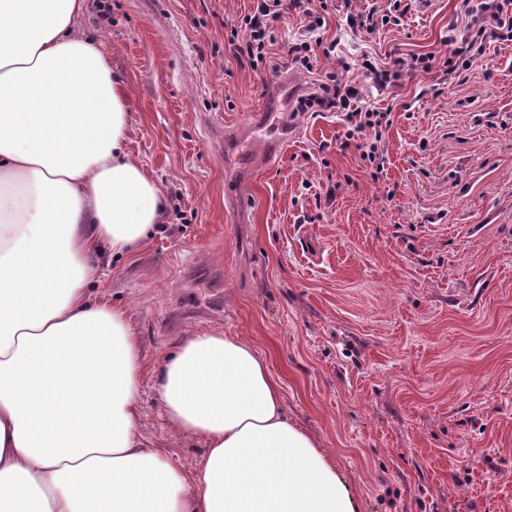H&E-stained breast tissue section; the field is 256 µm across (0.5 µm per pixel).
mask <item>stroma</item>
<instances>
[{"instance_id": "obj_1", "label": "stroma", "mask_w": 512, "mask_h": 512, "mask_svg": "<svg viewBox=\"0 0 512 512\" xmlns=\"http://www.w3.org/2000/svg\"><path fill=\"white\" fill-rule=\"evenodd\" d=\"M254 0H88L78 22L128 87V143L168 217L111 257L94 294L128 311L142 346V435L192 472L200 452L156 402L155 370L178 339L251 341L289 420L331 456L359 512H512V41L488 43L463 82L416 73L388 88L363 60L448 57L461 0H402L400 25L350 28L387 0H330L315 33L330 54L291 65L288 14L255 69L237 30ZM336 73L357 107L390 111L386 162L371 176L333 112L299 97ZM296 128L248 199L224 127L265 105Z\"/></svg>"}]
</instances>
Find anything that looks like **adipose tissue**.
I'll use <instances>...</instances> for the list:
<instances>
[{"instance_id": "1", "label": "adipose tissue", "mask_w": 512, "mask_h": 512, "mask_svg": "<svg viewBox=\"0 0 512 512\" xmlns=\"http://www.w3.org/2000/svg\"><path fill=\"white\" fill-rule=\"evenodd\" d=\"M86 9L0 0V512H359L240 337H182L157 371L193 473L143 437L141 345L87 284L167 207L128 150L125 81L73 32Z\"/></svg>"}]
</instances>
